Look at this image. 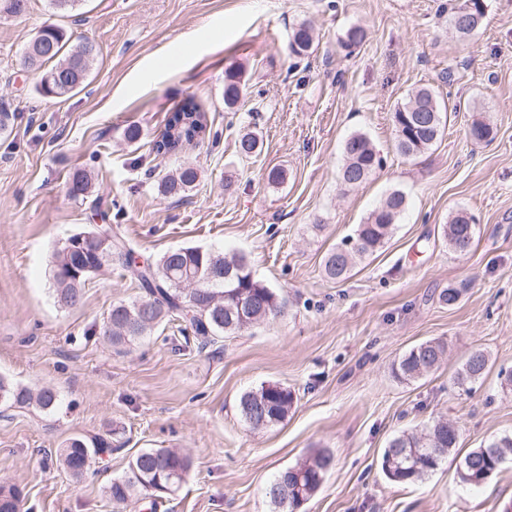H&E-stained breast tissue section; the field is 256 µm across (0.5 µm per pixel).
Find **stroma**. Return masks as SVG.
<instances>
[{
  "label": "stroma",
  "instance_id": "35a3bbf8",
  "mask_svg": "<svg viewBox=\"0 0 512 512\" xmlns=\"http://www.w3.org/2000/svg\"><path fill=\"white\" fill-rule=\"evenodd\" d=\"M446 0H82L67 14L27 0L0 13V375L56 391L54 410L0 406V483L21 489L22 512H141L107 493L133 455L187 452L192 468L157 512H276L267 494L278 473L310 449L334 465L303 512H512V459L484 484L460 483L445 461L424 480L389 482V440L442 418L460 432L459 453L512 433V0H484L482 30L460 39ZM70 45L95 42L85 87L62 98L38 92L41 72L23 51L45 23ZM312 25L311 53L291 57L292 29ZM365 41L344 48L346 30ZM245 89L224 105V77ZM450 109L445 135L407 159L394 147L392 113L416 88ZM203 112L205 136L154 155L150 145L186 100ZM482 112L496 135L472 142ZM140 143L124 139L129 124ZM256 154L240 158L238 134ZM366 134L384 159L356 188L340 182L343 145ZM183 165L195 187L168 198L158 180ZM283 183L267 179L272 168ZM90 172L75 198L70 176ZM232 189H225V182ZM407 209L390 239L347 280L325 277L324 256L353 235L384 197ZM476 221L472 249L454 253L450 213ZM125 236L138 259L199 246L245 254L256 278L284 296L282 316L198 351L171 326L115 347L102 334L114 303L140 291L115 265L88 279L79 306L58 304L53 254L88 227ZM463 287L454 305L440 296ZM448 346L441 365L405 384L391 365L420 342ZM489 356L476 382L454 377L472 350ZM277 383L294 394L287 417L254 430L238 398ZM73 436L101 443L80 479L64 473L60 448Z\"/></svg>",
  "mask_w": 512,
  "mask_h": 512
}]
</instances>
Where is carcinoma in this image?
I'll return each mask as SVG.
<instances>
[{"label":"carcinoma","mask_w":512,"mask_h":512,"mask_svg":"<svg viewBox=\"0 0 512 512\" xmlns=\"http://www.w3.org/2000/svg\"><path fill=\"white\" fill-rule=\"evenodd\" d=\"M448 16L452 27L463 20L472 26L466 36L477 33L483 26L484 7L477 0H450ZM314 44L312 29L306 23L294 27L290 36V52L295 58L309 54ZM98 55L90 40L67 48L62 28L55 24L41 27L28 42L24 63L40 68L47 66L38 87L46 98L67 96L84 85ZM244 91L241 72L230 70L224 83V105L234 107ZM448 108L436 92L427 87L413 90L408 99L393 112L396 152L405 158H416L431 149L443 137ZM202 128V114L189 101L171 112L161 138L152 142L151 150L160 153L162 147L179 148L193 143ZM469 138L486 142L494 138L490 124L481 118L472 119ZM258 139L246 132L237 137L236 152L242 158L251 157L258 149ZM345 162L341 182L359 187L383 164L370 139L363 133L350 135L343 148ZM198 179L197 171L185 166L166 175L158 183L164 196H180L189 191ZM90 178L86 171L76 170L70 178V193L77 197L86 193ZM407 206L406 196L392 191L359 225L354 235L323 259V271L331 280H344L352 271L356 259L369 256L384 246L395 224ZM100 236L99 245L87 250L66 252L62 245L54 253L52 279L58 302L70 308L81 303L82 286L104 265L115 264L134 279L142 296L130 304L112 305L104 321V335L114 345L123 346L149 335L164 323H172L178 332H192L200 349H213L234 337L244 328L266 322L283 313L284 302L278 293L254 277L251 263L244 254L225 255L214 249L180 247L165 252L156 261H139L124 236L106 230L86 232ZM449 248L460 255L467 254L475 241L473 217L465 210H456L446 225ZM80 273L76 278L71 271ZM447 346L439 340L421 342L404 352L392 365L394 377L400 382H412L437 368L445 357ZM488 366V357L481 350L473 351L457 372L456 381L463 385L480 379ZM294 402L292 391L277 384L263 385L243 393L239 409L244 421L258 405L268 407L266 419L273 426L283 421ZM36 404L43 410H53L58 404L56 393L42 388L33 393L15 386L0 375V405ZM459 432L455 424L437 419L420 431L395 435L382 454L381 467L385 476L396 483L421 481L448 457L455 453ZM101 447L85 438L74 436L65 442L60 461L74 478L83 476L92 458ZM512 457V434L495 436L479 448H473L459 459L456 466L459 481L478 486L489 478L507 458ZM333 455L327 448H314L294 465L282 470L268 488L272 503L288 512L307 503L320 489L333 465ZM192 467L189 456L168 448H150L134 455L124 478L109 487L112 501L137 503L150 498L154 512L165 496L175 492ZM22 492L15 486L0 485V512H21Z\"/></svg>","instance_id":"1"}]
</instances>
